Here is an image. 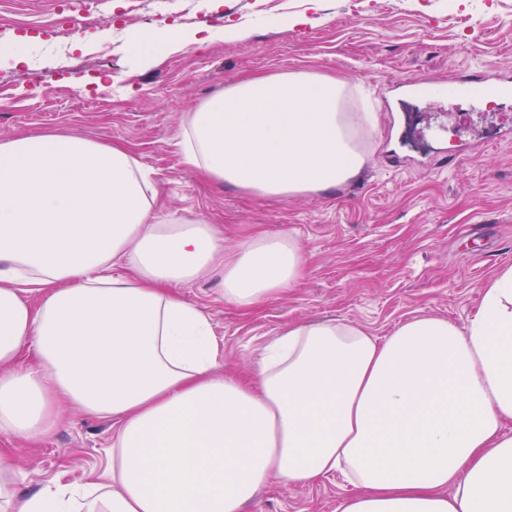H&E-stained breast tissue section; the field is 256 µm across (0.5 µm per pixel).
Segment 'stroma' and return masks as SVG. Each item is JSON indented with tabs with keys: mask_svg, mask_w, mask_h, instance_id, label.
<instances>
[{
	"mask_svg": "<svg viewBox=\"0 0 512 512\" xmlns=\"http://www.w3.org/2000/svg\"><path fill=\"white\" fill-rule=\"evenodd\" d=\"M69 3L73 19H103L68 48L85 65L80 73L56 53L54 0H0V21L14 34L38 33L28 64H0V140L62 128L124 143L150 170L160 213L217 225L228 252L280 233L304 249L299 286L248 314L225 303L220 273L181 287L210 316L220 373L252 376L262 347L294 322L339 319L376 336L420 315L465 325L482 284L512 265V140L485 146L512 101L491 112L427 94L394 102L400 86L421 78L479 71L512 80V0H364L354 19L347 0H224L217 12L203 0H154L147 10L132 0ZM116 13L121 23H111ZM301 15L308 24L285 28ZM229 24L250 37L225 41ZM172 27L205 29L213 40L157 46L148 67L128 55L142 32ZM49 64L50 83L27 82ZM300 70L348 82V111L374 112L360 178L319 194L258 198L184 167L177 142L186 113L240 80ZM113 429L111 420L67 408L51 439L0 435V448L14 461L17 486L34 490L58 476L104 473ZM351 491L338 474L308 487L275 478L243 512H336Z\"/></svg>",
	"mask_w": 512,
	"mask_h": 512,
	"instance_id": "obj_1",
	"label": "stroma"
}]
</instances>
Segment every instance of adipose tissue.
Instances as JSON below:
<instances>
[{"instance_id":"1","label":"adipose tissue","mask_w":512,"mask_h":512,"mask_svg":"<svg viewBox=\"0 0 512 512\" xmlns=\"http://www.w3.org/2000/svg\"><path fill=\"white\" fill-rule=\"evenodd\" d=\"M346 83L243 80L188 113L178 145L210 180L320 193L365 166ZM123 145L61 129L0 141V432L46 440L65 407L112 419V464L36 491L0 480V512H243L271 478L343 473L336 512H512V266L465 325L416 316L378 339L340 320L283 328L253 381L216 374L209 315L178 292L224 239L153 208ZM306 255L261 235L224 263L226 303L295 287Z\"/></svg>"}]
</instances>
